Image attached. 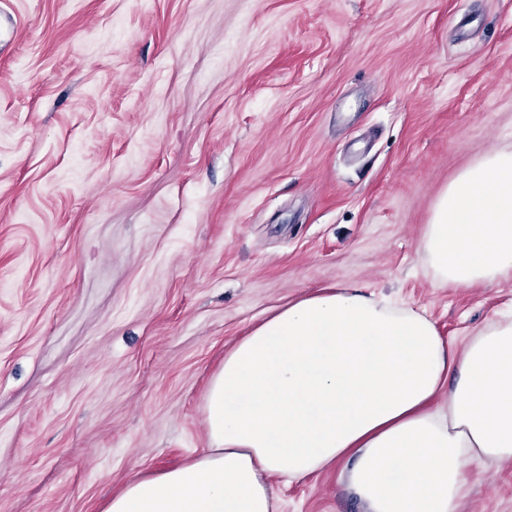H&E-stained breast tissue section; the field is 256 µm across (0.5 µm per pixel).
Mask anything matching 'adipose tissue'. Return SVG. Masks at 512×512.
<instances>
[{
    "instance_id": "adipose-tissue-1",
    "label": "adipose tissue",
    "mask_w": 512,
    "mask_h": 512,
    "mask_svg": "<svg viewBox=\"0 0 512 512\" xmlns=\"http://www.w3.org/2000/svg\"><path fill=\"white\" fill-rule=\"evenodd\" d=\"M419 247L437 287L512 279V150L440 193ZM209 446L104 512H276L273 476L346 465L367 512H458L467 470L512 461V318L455 347L407 306L333 286L256 325L205 399Z\"/></svg>"
}]
</instances>
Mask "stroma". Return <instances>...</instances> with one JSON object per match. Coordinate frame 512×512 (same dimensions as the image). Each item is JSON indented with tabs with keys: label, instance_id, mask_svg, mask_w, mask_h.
I'll use <instances>...</instances> for the list:
<instances>
[{
	"label": "stroma",
	"instance_id": "35a3bbf8",
	"mask_svg": "<svg viewBox=\"0 0 512 512\" xmlns=\"http://www.w3.org/2000/svg\"><path fill=\"white\" fill-rule=\"evenodd\" d=\"M0 512H103L208 445L224 354L355 285L462 346L512 281L435 287L448 182L512 147V0H0ZM461 512H512V464ZM277 512H365L342 468Z\"/></svg>",
	"mask_w": 512,
	"mask_h": 512
}]
</instances>
